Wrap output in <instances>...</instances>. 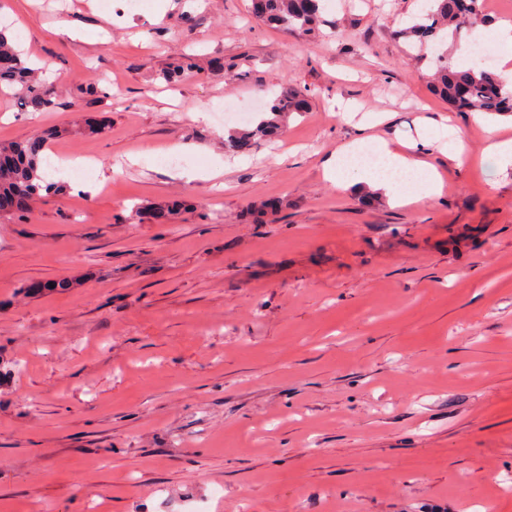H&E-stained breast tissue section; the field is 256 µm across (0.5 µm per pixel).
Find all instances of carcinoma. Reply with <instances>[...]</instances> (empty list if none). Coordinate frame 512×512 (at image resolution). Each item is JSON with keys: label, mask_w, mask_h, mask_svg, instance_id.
<instances>
[{"label": "carcinoma", "mask_w": 512, "mask_h": 512, "mask_svg": "<svg viewBox=\"0 0 512 512\" xmlns=\"http://www.w3.org/2000/svg\"><path fill=\"white\" fill-rule=\"evenodd\" d=\"M253 15L270 25L293 29L308 38L319 34L320 0H261L251 6ZM488 22L481 0H427L423 13L396 36L410 47L423 48L455 39L476 24ZM22 51L0 30V92L19 100L24 110L45 112L55 108L57 94L51 84L38 80ZM433 92L457 112H482L491 116L512 115V79L481 62L456 64L447 52H436L431 76ZM309 90L289 89L267 106L266 116L247 132L231 134L225 149L238 152L256 137H271L291 114L306 111ZM45 133L21 143H0V201L10 205L7 216H21L43 197L58 190L43 173Z\"/></svg>", "instance_id": "1"}]
</instances>
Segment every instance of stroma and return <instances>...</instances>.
Returning a JSON list of instances; mask_svg holds the SVG:
<instances>
[{"instance_id":"obj_1","label":"stroma","mask_w":512,"mask_h":512,"mask_svg":"<svg viewBox=\"0 0 512 512\" xmlns=\"http://www.w3.org/2000/svg\"><path fill=\"white\" fill-rule=\"evenodd\" d=\"M157 3L0 0L61 87L36 114L0 93V141L55 128L88 169L0 218V512H512V166L487 175L396 38L423 0H327L313 40L250 0ZM295 87L307 112L225 151L213 108ZM348 104L392 147L429 131L441 194L328 179Z\"/></svg>"}]
</instances>
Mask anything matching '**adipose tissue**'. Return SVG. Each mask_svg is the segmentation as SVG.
Returning <instances> with one entry per match:
<instances>
[{
  "instance_id": "ef3b65f1",
  "label": "adipose tissue",
  "mask_w": 512,
  "mask_h": 512,
  "mask_svg": "<svg viewBox=\"0 0 512 512\" xmlns=\"http://www.w3.org/2000/svg\"><path fill=\"white\" fill-rule=\"evenodd\" d=\"M417 170L425 173L426 192L431 195L440 193V180L433 171L425 170L414 152L395 149L380 138L375 139L368 150L359 144L344 146L326 164L329 176L348 172L355 183L367 185L383 193L390 202L398 206H407L415 202V195L404 192L403 178Z\"/></svg>"
}]
</instances>
